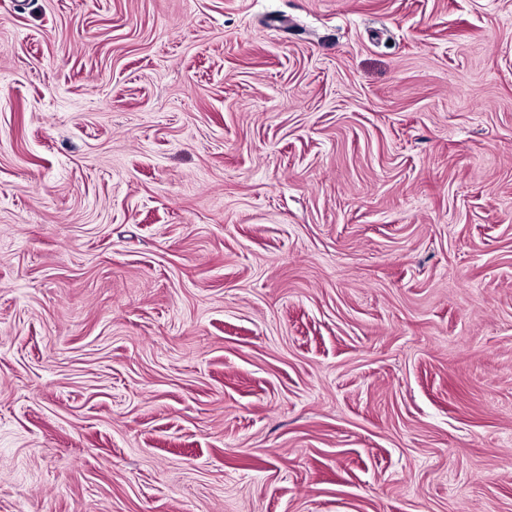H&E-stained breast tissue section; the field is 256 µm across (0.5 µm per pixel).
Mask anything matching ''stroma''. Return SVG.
<instances>
[{"mask_svg":"<svg viewBox=\"0 0 512 512\" xmlns=\"http://www.w3.org/2000/svg\"><path fill=\"white\" fill-rule=\"evenodd\" d=\"M0 512H512V0H0Z\"/></svg>","mask_w":512,"mask_h":512,"instance_id":"1","label":"stroma"}]
</instances>
